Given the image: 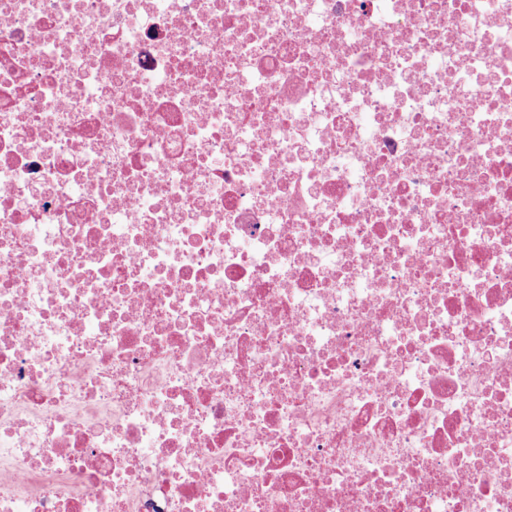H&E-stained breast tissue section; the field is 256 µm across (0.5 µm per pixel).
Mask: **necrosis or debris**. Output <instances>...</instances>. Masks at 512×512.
Returning a JSON list of instances; mask_svg holds the SVG:
<instances>
[{"label": "necrosis or debris", "mask_w": 512, "mask_h": 512, "mask_svg": "<svg viewBox=\"0 0 512 512\" xmlns=\"http://www.w3.org/2000/svg\"><path fill=\"white\" fill-rule=\"evenodd\" d=\"M0 512H512V0H0Z\"/></svg>", "instance_id": "1"}]
</instances>
